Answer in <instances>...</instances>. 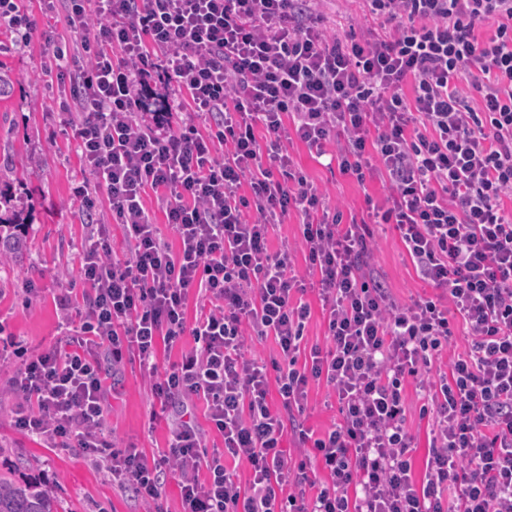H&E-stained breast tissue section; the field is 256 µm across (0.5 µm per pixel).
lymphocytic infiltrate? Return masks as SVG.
Listing matches in <instances>:
<instances>
[{"label":"lymphocytic infiltrate","mask_w":512,"mask_h":512,"mask_svg":"<svg viewBox=\"0 0 512 512\" xmlns=\"http://www.w3.org/2000/svg\"><path fill=\"white\" fill-rule=\"evenodd\" d=\"M322 2L42 0L65 13L71 39L45 42L71 83L81 160L129 252L113 259L97 199L80 187L97 231L82 246V308L56 301L64 345L25 358L0 342V359L22 358L14 425L78 449L145 502L177 475L182 512H512V0H366L374 28L359 39L327 30ZM489 19L495 33L480 40ZM292 136L319 151L335 143L357 181L386 174V206L344 218L296 169ZM150 191L176 246L143 204ZM293 213L303 274L289 248L268 247L270 227ZM376 224L394 225L442 298L392 299L368 270ZM312 280L327 343L306 355ZM193 291L207 305L191 317ZM453 311L468 350L433 382ZM186 336L180 360L160 368L159 345ZM270 336L277 359L245 354L247 340ZM128 358L171 413L169 451L152 461L107 433L108 380ZM312 379L341 414L318 436L297 419ZM410 382L431 395L420 475ZM196 399L223 449L208 451ZM290 435L305 460L284 448Z\"/></svg>","instance_id":"f902f5d3"}]
</instances>
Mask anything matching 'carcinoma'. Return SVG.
Here are the masks:
<instances>
[{
    "label": "carcinoma",
    "mask_w": 512,
    "mask_h": 512,
    "mask_svg": "<svg viewBox=\"0 0 512 512\" xmlns=\"http://www.w3.org/2000/svg\"><path fill=\"white\" fill-rule=\"evenodd\" d=\"M16 224L0 217V257L14 255L21 237ZM0 512H64L54 487L38 477H16L14 468L0 470Z\"/></svg>",
    "instance_id": "1"
}]
</instances>
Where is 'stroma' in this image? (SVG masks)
Returning a JSON list of instances; mask_svg holds the SVG:
<instances>
[{
  "mask_svg": "<svg viewBox=\"0 0 512 512\" xmlns=\"http://www.w3.org/2000/svg\"><path fill=\"white\" fill-rule=\"evenodd\" d=\"M25 6L39 30L30 44L13 47V35L0 32V43L6 47L0 52V73L8 79L0 95V187L20 199L31 223L20 254L0 260V324L31 356L65 341L66 329L55 305L57 295L67 292L74 302L83 300L81 244L92 227L85 222L76 192L94 179L85 172L73 137L77 115L60 109L70 95V85L42 73L43 66L53 65L54 60L40 33L48 29L56 37H68L65 17L43 15L38 0H25ZM322 11L327 27L336 33L350 31L360 37L371 28L362 0H325ZM325 150V155H318L297 140L288 146L296 165L326 193L329 204L357 215L368 205H384L388 195L385 176L375 173L357 182L331 164L335 145L327 144ZM373 230L370 268L392 298L404 304L420 295H432L431 285L420 278L393 225L377 224ZM33 286L40 288V296L30 295ZM8 371V366L0 365L1 459L50 482L67 512H180L177 478H168L162 498L148 504L113 485L78 452L17 430L13 425L17 402L5 389ZM107 402V425L118 442L135 446L149 458L167 449L168 415L143 383L138 362H126L114 376ZM338 420L325 382H310L305 427L320 434Z\"/></svg>",
  "mask_w": 512,
  "mask_h": 512,
  "instance_id": "35a3bbf8",
  "label": "stroma"
}]
</instances>
